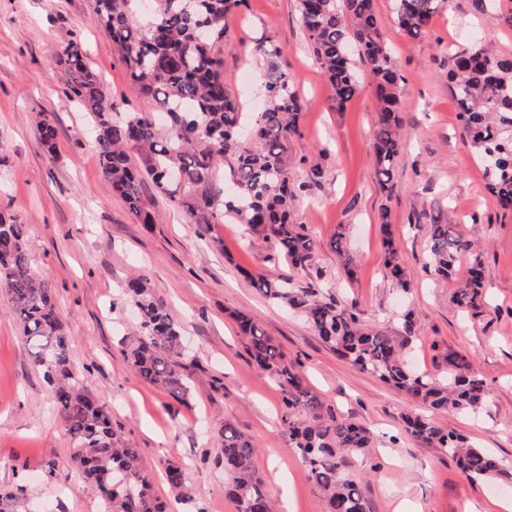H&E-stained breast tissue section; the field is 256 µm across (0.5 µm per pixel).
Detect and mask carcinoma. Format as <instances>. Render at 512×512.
<instances>
[{
    "label": "carcinoma",
    "mask_w": 512,
    "mask_h": 512,
    "mask_svg": "<svg viewBox=\"0 0 512 512\" xmlns=\"http://www.w3.org/2000/svg\"><path fill=\"white\" fill-rule=\"evenodd\" d=\"M135 2L98 0V14L131 80L155 103L156 112L115 116L103 78L83 45L71 41L55 53V63L65 75V96L94 119V143L112 193L138 223L156 224L155 205L143 198L148 178L191 223L207 230L232 218L272 243L292 267L312 269L317 241L304 225L293 223L291 211L298 191L321 182L325 171L313 164L305 181L296 178L291 144L301 136L302 104L288 73L276 62L279 49L268 37L255 43L254 54L270 62L266 103L256 112H244L224 82V49L230 47L224 20L246 0H147L144 21L137 16ZM444 2L392 0L393 13L399 28L416 39ZM471 4L477 14L512 27V7L503 8V0ZM297 7L337 107L360 89L352 57L373 81L378 102L373 135L376 180L381 191L392 194V169L401 148L396 112L402 77L384 42L375 0H297ZM448 89L488 188L500 206L512 208V57L491 55L478 46L456 54L448 70ZM38 131L43 146L53 152L57 129L52 114L39 113ZM381 224L386 273L405 289V261L390 236L386 208ZM430 228L429 259L436 275H455L459 255L471 254L468 276L458 284L453 300L465 312L477 310L484 302L483 253L456 235L450 224ZM331 248L351 277L343 233L335 234ZM252 283L263 297L302 316L353 367L432 409L478 413L489 401L485 380L463 355H448L450 372L442 378L407 365L406 349L414 334L411 312L402 317V331H383L365 324L356 305H341L311 283L298 287L286 275H259ZM0 292L7 295L21 334L31 345L33 362L53 391L73 444L72 462L98 494L103 512H164L138 450L114 427L110 410L89 391L70 358V337L54 293L33 270L26 225L3 215ZM123 296L138 313L135 330L120 338L130 366L168 397L185 401L194 359L183 346L181 326L144 278H130ZM236 319L256 369L279 389L288 447L324 494L326 512H367L352 460L371 447L372 432L325 406L251 317L239 312ZM406 430L421 443L446 449L469 483L512 484V472L494 454L474 447L462 435L420 416L407 419ZM214 436L227 476L225 495L235 512H275L256 472L253 441L229 422ZM166 481L172 491H181L183 469L168 466ZM0 512H26L25 503L14 491L0 488Z\"/></svg>",
    "instance_id": "carcinoma-1"
}]
</instances>
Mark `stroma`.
Listing matches in <instances>:
<instances>
[{
	"mask_svg": "<svg viewBox=\"0 0 512 512\" xmlns=\"http://www.w3.org/2000/svg\"><path fill=\"white\" fill-rule=\"evenodd\" d=\"M97 8V0H0V214L27 226L34 268L56 295L71 358L123 437L139 449L168 512H234L211 431L222 421L255 443L256 468L282 512H326L321 491L288 448L280 393L253 367L233 317L237 311L273 339L326 405L373 432L370 454L354 460L368 512H512V497L470 484L444 449L406 432L403 418L417 411L414 401L352 367L302 318L256 291L252 279L262 274L288 273L299 286L310 281L307 272L289 270L274 246L249 238L245 225L234 221L200 235L149 182L143 194L161 221L136 223L102 173L90 115L66 98L54 62L60 45L81 42L117 112H153L100 25ZM377 13L405 79L392 195L375 178L377 114L369 78L359 72L360 92L344 108L334 107L296 0H248L228 20L234 47L224 53V80L242 103L257 108L268 63L252 47L271 37L303 104L301 135L293 142L295 173L305 177L310 162L325 171L321 183L299 193L292 211L294 222L307 225L317 240L320 287L340 304H357L364 320L378 327L400 330L403 312L414 310L417 326L408 355L419 369L435 373L447 369L448 354L467 355L489 388L485 410H433L429 416L491 451L512 471V210L497 206L487 190L445 78L449 50L478 43L492 54H512V27L475 14L471 0H452L416 39L398 27L391 0H377ZM41 112L55 115L57 144L51 153L39 141ZM385 208L391 225L384 233ZM434 223L455 225L483 252L481 314H461L452 301L468 262L447 281L426 268ZM340 227L355 262L350 278L330 246ZM387 233L406 263L409 291L385 274ZM134 274L166 301L198 359L187 402L144 382L121 351L119 340L135 319L117 300ZM71 447L53 393L0 293V487L22 489L28 512H100L97 495L70 463ZM172 464L186 470L180 501L164 481Z\"/></svg>",
	"mask_w": 512,
	"mask_h": 512,
	"instance_id": "stroma-1",
	"label": "stroma"
}]
</instances>
